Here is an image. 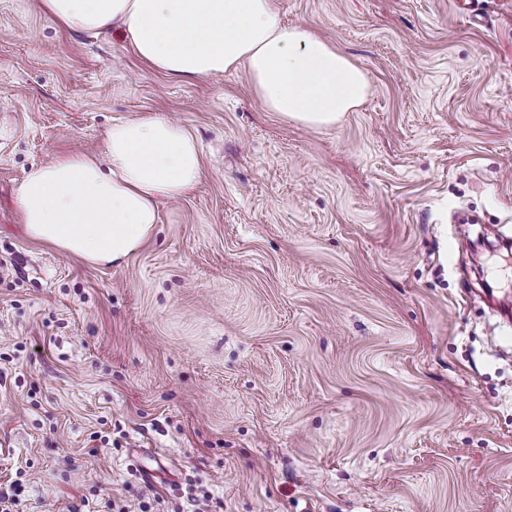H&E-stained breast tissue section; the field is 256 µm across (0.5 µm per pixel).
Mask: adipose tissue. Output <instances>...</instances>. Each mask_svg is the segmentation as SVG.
<instances>
[{"mask_svg": "<svg viewBox=\"0 0 512 512\" xmlns=\"http://www.w3.org/2000/svg\"><path fill=\"white\" fill-rule=\"evenodd\" d=\"M60 28L120 31L137 57L169 77L246 67L262 109L327 129L369 92L361 68L312 29L284 23L276 0H41ZM204 173L195 137L162 116L118 121L107 158L72 153L33 168L17 192L28 235L93 263L128 257L150 235L160 201Z\"/></svg>", "mask_w": 512, "mask_h": 512, "instance_id": "adipose-tissue-1", "label": "adipose tissue"}]
</instances>
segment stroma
I'll return each instance as SVG.
<instances>
[{
  "label": "stroma",
  "instance_id": "stroma-1",
  "mask_svg": "<svg viewBox=\"0 0 512 512\" xmlns=\"http://www.w3.org/2000/svg\"><path fill=\"white\" fill-rule=\"evenodd\" d=\"M364 70L313 130L246 68L182 81L0 0V485L16 512H512V0H278ZM159 115L203 151L119 265L15 192ZM156 469L152 482L143 467Z\"/></svg>",
  "mask_w": 512,
  "mask_h": 512
}]
</instances>
